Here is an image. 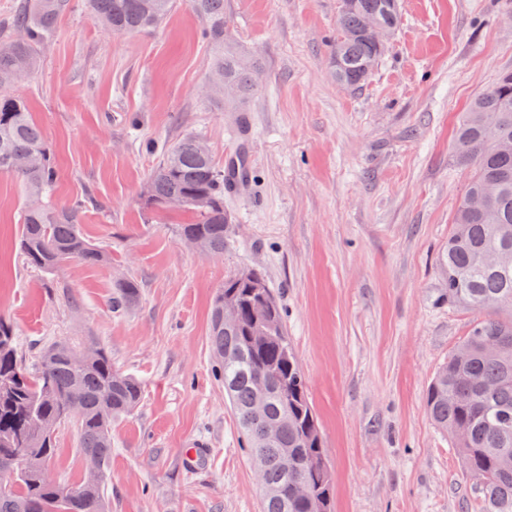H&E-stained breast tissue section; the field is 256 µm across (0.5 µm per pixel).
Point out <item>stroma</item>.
Instances as JSON below:
<instances>
[{
    "instance_id": "stroma-1",
    "label": "stroma",
    "mask_w": 512,
    "mask_h": 512,
    "mask_svg": "<svg viewBox=\"0 0 512 512\" xmlns=\"http://www.w3.org/2000/svg\"><path fill=\"white\" fill-rule=\"evenodd\" d=\"M338 0H224L233 45L257 58L239 105L209 96L213 49L188 6L157 29L103 30L69 0L17 94L58 171L50 199H88L83 231L109 264L31 268L16 246L20 182L0 173V317L34 365L42 344L97 337L141 385L112 423L109 512H261L258 476L215 378L206 336L226 276L260 269L308 380L334 512H481V495L426 410L427 388L479 314L442 297L440 256L469 172L454 130L471 99L512 71V0H404L402 23L371 80L331 73ZM204 138L216 164L244 150L251 177L225 194L220 257L179 236L185 213L149 216L143 192L157 148ZM139 304H110L115 280ZM209 444L185 469L190 441ZM53 473L85 472L74 428L57 434ZM113 296L111 297L112 309L127 311L136 307L141 298V288L133 279H123L114 283Z\"/></svg>"
}]
</instances>
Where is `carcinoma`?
I'll use <instances>...</instances> for the list:
<instances>
[{"instance_id":"carcinoma-1","label":"carcinoma","mask_w":512,"mask_h":512,"mask_svg":"<svg viewBox=\"0 0 512 512\" xmlns=\"http://www.w3.org/2000/svg\"><path fill=\"white\" fill-rule=\"evenodd\" d=\"M66 0H22L11 18L0 21V172L19 180L26 202L18 246L27 264L45 272L79 260L108 263V255L82 232L87 202L76 198L49 204L45 196L57 180L41 129L24 100L13 94L19 76L39 68L42 45L53 35ZM179 0H85L99 25L116 34L157 28ZM214 50L213 94L240 99L254 89L256 66L224 40V0H187ZM402 0H340L336 30L328 40L332 72L341 86L356 90L370 79L382 46L367 22L395 33ZM512 73L501 74L471 102L456 131L460 165L470 169L466 195L495 193L486 206H459L448 248V301L481 313L467 336L430 382L425 404L431 421L447 433L469 475L479 484L482 512H512ZM172 198L182 204L168 206ZM144 208L152 214L190 212L179 227L181 239L210 256L224 254L230 225L224 212V169L214 163L202 138L186 133L165 149L146 185ZM233 274L218 289L207 343L218 381L240 425L250 460L265 463L262 512H331L334 479L328 464L306 378L288 343L279 304L264 276ZM141 288L132 279L114 283L112 309L136 307ZM239 309V322L220 323L224 302ZM90 352L76 365L70 351ZM141 386L112 366V356L94 336L43 346L30 372L20 355L13 327L0 318V473L10 487L0 489V512H109L105 477L112 461V421L131 414ZM80 408L72 417L68 401ZM74 425L82 456L99 459L71 497L43 477L57 453L56 428ZM307 486L295 494V478Z\"/></svg>"}]
</instances>
